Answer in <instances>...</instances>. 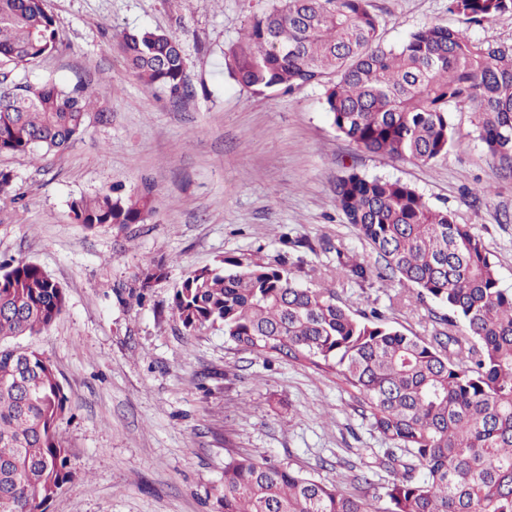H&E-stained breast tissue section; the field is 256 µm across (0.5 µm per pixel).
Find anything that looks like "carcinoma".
Returning a JSON list of instances; mask_svg holds the SVG:
<instances>
[{
  "mask_svg": "<svg viewBox=\"0 0 512 512\" xmlns=\"http://www.w3.org/2000/svg\"><path fill=\"white\" fill-rule=\"evenodd\" d=\"M448 12L482 23L512 12V0H448ZM57 43L46 0H0L1 63L33 64ZM118 46L144 87L189 96L175 36L124 31ZM224 64L258 95L323 86L336 130L391 158L446 156L452 108H471L486 153L512 176L511 45L423 26L388 48L369 0H276L249 19ZM93 106L81 85L1 82L0 155L70 147ZM333 194L381 261L377 277L446 307L438 321L448 330L425 338L387 326L375 310L355 314L333 289L300 284L285 261L223 257L188 273L172 297L185 334L220 329L241 350L335 372L371 431L391 444L347 488L231 455L210 489L212 512H512V290L500 287L481 238L411 185L352 172ZM154 203L149 189L114 185L73 200L71 210L88 230L124 228L144 223ZM166 275V263L148 262L139 296ZM65 307V289L40 266L0 263V512H46L72 480L59 433L64 387L47 357L12 344L49 329ZM378 469L389 479L372 494Z\"/></svg>",
  "mask_w": 512,
  "mask_h": 512,
  "instance_id": "1",
  "label": "carcinoma"
}]
</instances>
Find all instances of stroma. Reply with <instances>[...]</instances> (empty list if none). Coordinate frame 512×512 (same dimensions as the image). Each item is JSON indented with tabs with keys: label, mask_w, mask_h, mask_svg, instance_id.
<instances>
[{
	"label": "stroma",
	"mask_w": 512,
	"mask_h": 512,
	"mask_svg": "<svg viewBox=\"0 0 512 512\" xmlns=\"http://www.w3.org/2000/svg\"><path fill=\"white\" fill-rule=\"evenodd\" d=\"M386 45L424 25L466 27L477 41L512 45V13L463 25L448 0H369ZM272 0H48L57 50L4 68L7 81L84 83L96 99L67 150L39 161L0 156L15 194L0 196V261L39 265L66 290V308L31 347L53 363L69 409L60 424L73 473L48 512H212L209 492L229 454L245 453L344 484L383 446L335 375L236 348L222 332L186 335L171 307L186 273L219 257L293 263L299 281L323 283L351 312H380L406 334L431 336L443 307L419 303L369 268L339 276V262L369 255L333 194L357 172L410 184L451 211L489 249L512 290V178L499 176L473 111L452 116L447 157L422 163L359 148L332 124L324 89L258 96L223 70L248 19ZM152 28L183 47L190 97L144 87L117 49L122 31ZM151 187L146 223L94 231L71 203L114 184ZM491 196L473 202V187ZM168 276L138 298L144 265Z\"/></svg>",
	"instance_id": "stroma-1"
}]
</instances>
